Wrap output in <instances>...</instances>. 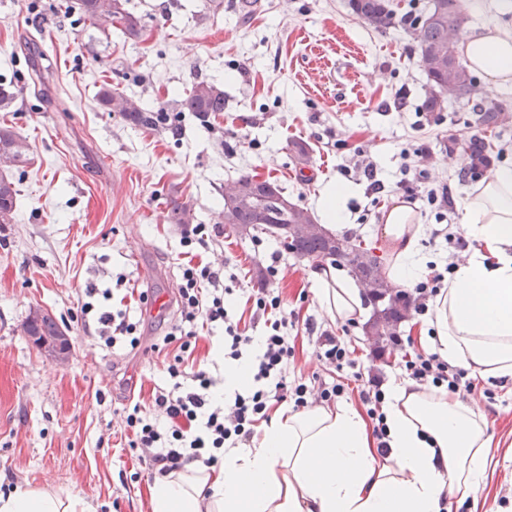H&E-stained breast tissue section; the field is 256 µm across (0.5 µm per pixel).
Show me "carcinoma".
Wrapping results in <instances>:
<instances>
[{"mask_svg": "<svg viewBox=\"0 0 512 512\" xmlns=\"http://www.w3.org/2000/svg\"><path fill=\"white\" fill-rule=\"evenodd\" d=\"M77 5L83 20L90 25L105 30L118 24L128 37H141L139 20L123 8L121 0H78ZM348 6L358 19L376 29L408 26L420 69L429 84L423 102L425 111L442 110L434 89L448 85V62L452 61L456 69L453 100L472 104L479 125L487 129L502 131L512 124V113L487 101L477 77L458 55L457 46L466 36L467 18L463 13L462 0H429V7L425 11L401 16L396 15L391 0H348ZM101 103L109 111L117 112L142 126L157 125L158 112L164 111L162 107L157 111L145 109L117 88L104 90ZM178 107L182 112L196 113L205 122L209 114L224 111V91L213 83L197 82L178 102ZM488 148L489 144L482 137L473 135L467 140L462 153L448 150V158L460 165V172L468 173L475 165L482 163ZM28 153L29 146L24 138L10 130H0V224H10L14 220L17 189L9 172L23 167L28 161ZM236 183L255 186V192L248 202L224 207V223L240 235L260 233L270 236L271 228L285 222L296 224L300 213L306 211V208L290 201L283 188L274 181H260L255 175L242 174ZM275 240L285 253L298 258H319L330 250L336 238L324 230L291 238L277 236ZM344 245L355 253L354 258L347 260L349 272L359 277L373 298L388 299V304L373 315L374 323L383 327V333L372 339L377 344L386 336L396 335L399 325L410 316L411 305L403 291H392L393 285L383 273L381 259L372 248L348 240L344 241ZM24 331L28 336L53 337L61 334L56 319L48 313L29 317Z\"/></svg>", "mask_w": 512, "mask_h": 512, "instance_id": "1", "label": "carcinoma"}]
</instances>
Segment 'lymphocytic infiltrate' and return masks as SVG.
<instances>
[{
  "label": "lymphocytic infiltrate",
  "mask_w": 512,
  "mask_h": 512,
  "mask_svg": "<svg viewBox=\"0 0 512 512\" xmlns=\"http://www.w3.org/2000/svg\"><path fill=\"white\" fill-rule=\"evenodd\" d=\"M223 269L208 264L183 265L181 286L176 303L181 318L164 338V343L177 344L179 352L167 366L170 387L155 391L153 404L164 416V423L144 414L140 403L126 409L125 422L130 432L128 446L137 450L139 458L152 473L166 476L180 471L190 462L212 466L223 457L225 449L249 439L256 424L265 419L272 402L290 397L295 408L311 404L313 397L331 402L343 396L345 386L336 382L312 393L307 384L288 381L286 369L293 348L288 336V318L283 313V299L276 289L266 288L256 300V308L270 314L269 330L261 340V352L251 367L252 382L236 393L228 404L217 402L212 394L213 380L205 371L188 372L184 356L193 352L197 342L199 321L224 326V341L230 358H239L253 342L225 307ZM94 289H85L84 312H96V331L105 345L138 347L136 326L125 315L108 310L95 311L91 302ZM402 370L419 385L447 388L461 396L473 392L475 385L466 371L448 364L438 353L425 350L406 353Z\"/></svg>",
  "instance_id": "f902f5d3"
}]
</instances>
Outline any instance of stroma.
I'll list each match as a JSON object with an SVG mask.
<instances>
[{"mask_svg": "<svg viewBox=\"0 0 512 512\" xmlns=\"http://www.w3.org/2000/svg\"><path fill=\"white\" fill-rule=\"evenodd\" d=\"M74 2L0 0V84L17 91L0 128L25 138L30 154L11 173L15 219L0 228V486H49L91 512H151L150 472L128 446L123 409L136 399L152 412L153 389L168 384L174 349L162 338L186 260L173 207L219 226L198 258L223 268L228 312L247 334L266 332L253 297L279 289L296 338L289 379L336 380L335 366L316 356L328 333L388 390L405 380L403 349L367 339L371 309L347 325L320 307L308 280L318 260L225 226L224 185L243 173L268 178L313 213L328 186L347 185L349 232L384 260L382 218L398 199L428 229L420 242L428 262L461 264L476 241L454 254L432 231L468 232L461 212L474 180L458 177L446 147L449 137L462 143L477 133V117L463 102L424 111L428 82L410 35L376 31L348 0H261L247 20L238 0H122L143 29L138 40L84 23ZM35 69L38 86L29 79ZM201 80L224 91L223 111L205 122L173 106ZM107 86L165 107L169 122L144 127L106 110L99 91ZM299 145L310 157L302 168ZM434 189L446 190L447 202H431ZM89 286L99 290L96 308L136 323L138 349L107 347L86 326ZM35 309L64 331L65 364L25 334ZM223 334L222 325L205 326L194 352L218 379L232 364L219 351ZM474 383L467 402L484 413L495 455L478 503L453 496L446 512H512V381Z\"/></svg>", "mask_w": 512, "mask_h": 512, "instance_id": "1", "label": "stroma"}]
</instances>
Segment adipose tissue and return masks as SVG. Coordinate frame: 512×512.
Segmentation results:
<instances>
[{
  "instance_id": "obj_1",
  "label": "adipose tissue",
  "mask_w": 512,
  "mask_h": 512,
  "mask_svg": "<svg viewBox=\"0 0 512 512\" xmlns=\"http://www.w3.org/2000/svg\"><path fill=\"white\" fill-rule=\"evenodd\" d=\"M512 0L461 45L470 67L494 88H512ZM462 221L479 243L436 306L437 341L450 364L486 378H512V165L495 166L473 187ZM426 231L412 208L397 202L384 216L389 277L403 283L424 266ZM319 303L341 320L361 315L352 278L313 269ZM390 462L378 465L362 417L351 407L313 406L276 413L253 446L234 448L220 465L192 462L156 478L152 512H442L445 499L476 496L492 440L480 413L447 392L393 387L385 408ZM0 512H90L51 487L0 496Z\"/></svg>"
}]
</instances>
